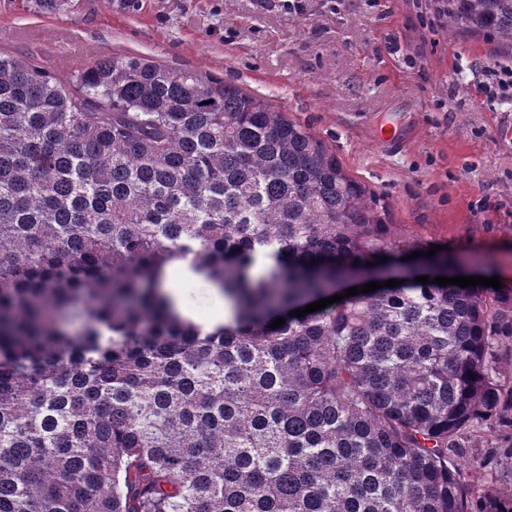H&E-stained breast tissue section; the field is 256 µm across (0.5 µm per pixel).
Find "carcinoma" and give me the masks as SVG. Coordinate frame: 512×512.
Here are the masks:
<instances>
[{
	"instance_id": "1",
	"label": "carcinoma",
	"mask_w": 512,
	"mask_h": 512,
	"mask_svg": "<svg viewBox=\"0 0 512 512\" xmlns=\"http://www.w3.org/2000/svg\"><path fill=\"white\" fill-rule=\"evenodd\" d=\"M512 47V0H444ZM268 101L125 54L0 48V512H512L462 480L512 296L415 282L289 313L410 249ZM220 289L210 332L163 288ZM279 317L286 323L273 329Z\"/></svg>"
}]
</instances>
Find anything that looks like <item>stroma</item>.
Masks as SVG:
<instances>
[{"label": "stroma", "instance_id": "35a3bbf8", "mask_svg": "<svg viewBox=\"0 0 512 512\" xmlns=\"http://www.w3.org/2000/svg\"><path fill=\"white\" fill-rule=\"evenodd\" d=\"M438 0H0L12 52L61 29L263 97L383 196L400 244L446 247L465 276L512 293V99H488L512 48L448 33ZM471 488L512 494V410L468 433L454 458Z\"/></svg>", "mask_w": 512, "mask_h": 512}]
</instances>
